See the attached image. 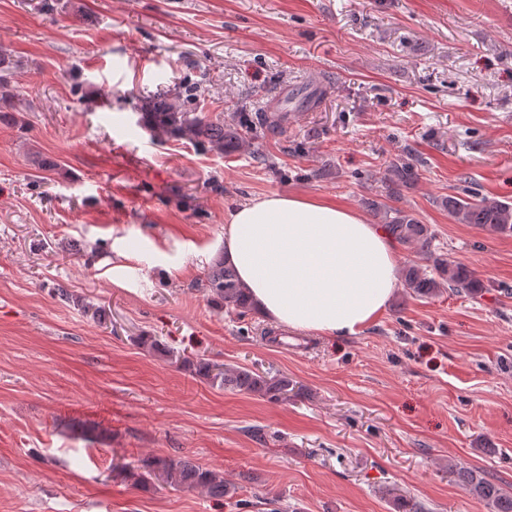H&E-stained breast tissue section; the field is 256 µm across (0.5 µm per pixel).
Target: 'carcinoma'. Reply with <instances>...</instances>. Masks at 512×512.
<instances>
[{"label": "carcinoma", "mask_w": 512, "mask_h": 512, "mask_svg": "<svg viewBox=\"0 0 512 512\" xmlns=\"http://www.w3.org/2000/svg\"><path fill=\"white\" fill-rule=\"evenodd\" d=\"M199 89L186 87L173 94L160 93L143 100L142 123L153 136L186 139L196 145L206 144L227 153L244 146L243 126L252 117L233 115L227 121L212 119L197 104ZM287 109L266 112L260 116L261 125L275 134L285 131ZM419 160L406 156L387 165L381 179L382 200H372L368 206L379 216L388 234L403 245H412L416 253L432 263L426 270L418 263H410L402 270L403 286L409 294L432 298L443 289L456 294L477 297L484 289L481 281L467 267L454 264L435 253V234L412 211L391 205L401 197V191L418 180ZM448 215L460 224H478L504 235H512V203L472 194L447 195L439 200ZM197 287L208 294L213 307L222 311L232 308L240 315L251 310L247 288L239 280L233 266L224 261V253L213 258ZM195 373L207 378L219 388L242 393H257L278 402L295 391L296 384L284 374H263L245 367L227 369L204 359L186 361ZM465 490L485 502L491 512H512V493L486 479L474 470L458 472ZM133 484L144 486L155 482L173 490L203 489L216 499L235 493V485L218 473L205 469L184 458L172 459L152 456L128 472Z\"/></svg>", "instance_id": "cac0c4a2"}]
</instances>
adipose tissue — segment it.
<instances>
[{
	"label": "adipose tissue",
	"mask_w": 512,
	"mask_h": 512,
	"mask_svg": "<svg viewBox=\"0 0 512 512\" xmlns=\"http://www.w3.org/2000/svg\"><path fill=\"white\" fill-rule=\"evenodd\" d=\"M224 255L260 316L325 337L361 332L399 284L386 232L312 196L274 193L236 208L224 228Z\"/></svg>",
	"instance_id": "ef3b65f1"
}]
</instances>
